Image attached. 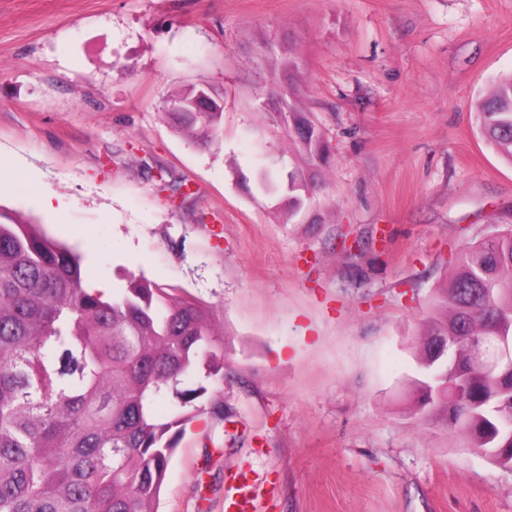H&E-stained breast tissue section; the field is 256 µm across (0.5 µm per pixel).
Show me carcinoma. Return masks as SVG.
<instances>
[{"label": "carcinoma", "instance_id": "cac0c4a2", "mask_svg": "<svg viewBox=\"0 0 512 512\" xmlns=\"http://www.w3.org/2000/svg\"><path fill=\"white\" fill-rule=\"evenodd\" d=\"M288 78V141L299 164L288 172L285 215L311 211L308 193L328 165V142L294 86L292 49L265 57ZM198 90L172 95L166 109L181 126L215 134L224 106ZM205 109L178 112L193 100ZM480 131L512 162V76L497 80L480 103ZM105 296L85 287L82 257L21 214L0 207V512H158L169 461L193 402L206 388L185 387L199 369L223 374L224 356L212 313L142 275ZM512 333V228L462 248L439 289L419 359L429 339L457 337L455 370L466 401L453 387L425 396L431 415L445 417L470 448L512 463V432L486 416L489 406L512 414V363L488 378L471 362L469 341ZM172 404L161 418L158 398Z\"/></svg>", "mask_w": 512, "mask_h": 512}]
</instances>
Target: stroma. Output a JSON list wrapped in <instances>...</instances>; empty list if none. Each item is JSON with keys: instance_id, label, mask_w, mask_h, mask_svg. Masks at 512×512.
I'll use <instances>...</instances> for the list:
<instances>
[{"instance_id": "35a3bbf8", "label": "stroma", "mask_w": 512, "mask_h": 512, "mask_svg": "<svg viewBox=\"0 0 512 512\" xmlns=\"http://www.w3.org/2000/svg\"><path fill=\"white\" fill-rule=\"evenodd\" d=\"M291 31L331 149L316 224L255 189L288 175L271 78ZM512 72V0H0V205L89 277L175 288L223 333L158 512H512V471L427 416L416 338L462 245L512 225V165L480 134ZM223 100L215 141L164 109ZM54 210H47L46 200Z\"/></svg>"}]
</instances>
